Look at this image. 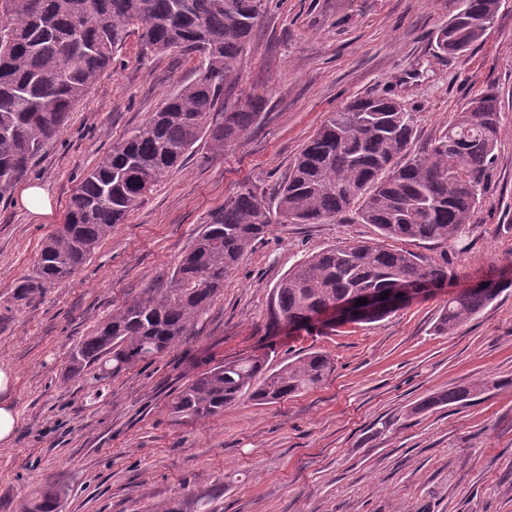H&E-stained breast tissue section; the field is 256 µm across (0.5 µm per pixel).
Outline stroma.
Listing matches in <instances>:
<instances>
[{"label":"stroma","mask_w":512,"mask_h":512,"mask_svg":"<svg viewBox=\"0 0 512 512\" xmlns=\"http://www.w3.org/2000/svg\"><path fill=\"white\" fill-rule=\"evenodd\" d=\"M459 0H267L238 65L231 106H264L223 156L206 142L161 182L92 260L33 301L14 300L42 242L63 224L84 171L144 124L197 61L142 54L137 36L24 179L52 212L0 199V367L18 414L0 445V512L52 484L59 512H512V0L464 54L441 55L437 30ZM494 89L498 160L464 241L402 249L447 262L441 290L371 324L309 333L271 328L269 293L304 256L336 242H379L368 224H274L226 278L208 312L170 351L101 382L69 377L70 348L112 310L166 284L225 200L246 188L274 202L300 151L331 112L364 95L399 100L417 118L413 151L430 145L467 102ZM510 287L454 334L434 325L470 281ZM309 350L336 363L308 393L240 403L202 422L172 417L189 379L225 360L267 353L269 366ZM506 380L464 406L415 413L430 394ZM24 206L35 216H45L51 212V202L47 192L38 187L31 186L22 192Z\"/></svg>","instance_id":"1"}]
</instances>
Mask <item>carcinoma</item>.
<instances>
[{"label": "carcinoma", "mask_w": 512, "mask_h": 512, "mask_svg": "<svg viewBox=\"0 0 512 512\" xmlns=\"http://www.w3.org/2000/svg\"><path fill=\"white\" fill-rule=\"evenodd\" d=\"M266 0H0V198L29 173L112 65L114 51L134 33L144 52L178 51L197 58L198 78L166 96L149 120L112 146L72 194L64 224L42 243L31 274L14 299L32 301L92 259L100 244L137 210L153 187L182 167L204 138L212 157L251 127L261 101L224 106L238 63ZM499 0H460L439 29L438 49L461 54L483 33L473 21L494 18ZM497 94L488 90L458 113L429 148L411 153L415 114L394 99L361 96L331 113L296 158L275 207L245 189L224 202L174 268L165 288L149 290L112 312L72 348L66 373L96 369L105 380L170 350L188 335L224 288V279L274 223L370 224L380 237L446 245L471 228L479 197L496 167L500 134ZM450 279L448 264L368 241L338 242L308 255L270 294L271 324L301 325L344 299L373 297L376 322L421 290ZM507 283L478 281L448 298L435 332L451 335L480 314ZM387 298H381L383 292ZM335 370L311 351L272 370L263 356L225 361L200 372L172 398L179 420L202 421L241 401L278 403L324 383ZM498 379L434 393L415 408L464 405ZM64 489L50 486L22 512H59Z\"/></svg>", "instance_id": "obj_1"}]
</instances>
